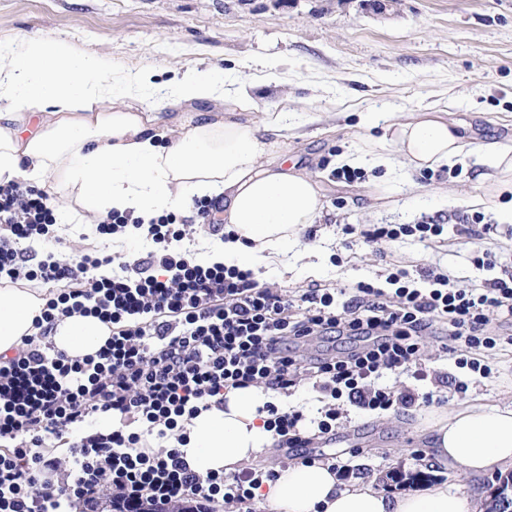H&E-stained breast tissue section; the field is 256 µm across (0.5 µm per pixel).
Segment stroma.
<instances>
[{"instance_id": "obj_1", "label": "stroma", "mask_w": 512, "mask_h": 512, "mask_svg": "<svg viewBox=\"0 0 512 512\" xmlns=\"http://www.w3.org/2000/svg\"><path fill=\"white\" fill-rule=\"evenodd\" d=\"M47 32L67 39L76 54L111 63L112 79L128 86L153 70L143 91L150 99L168 89L175 73L193 68L217 77L224 89L247 87L263 103L287 100L285 121L296 135L284 160L317 178L326 210L313 236H301L279 264L260 270V283L289 295L360 281L381 287L391 259L438 266L477 285L512 274V223L465 204L478 166H445L417 176L412 187L382 168L361 169L349 182L334 164L351 144L382 135V126L363 124L369 112L405 114L445 103L449 119L478 139L512 135V0H400L386 14L369 0H0V48ZM312 112L319 120L309 121ZM443 182L455 189L454 201L433 195ZM466 216L495 225L491 240L472 237ZM425 217L447 225L444 241L427 247L410 237L368 243L361 236L375 224ZM485 248L494 252L495 268L476 264ZM479 360L487 373L458 368L430 335L417 355L427 380L400 373L384 382L397 392L434 391L443 410L512 407V346L482 351ZM288 397L311 443L304 450L268 448L254 466L284 467L307 454L341 465L347 486L371 481L396 494L414 489L415 474L418 482L448 484L483 505L504 476L498 470L472 479L427 459L421 428L429 407L377 413L346 405L330 437L316 425L329 398L312 380Z\"/></svg>"}]
</instances>
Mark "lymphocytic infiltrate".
I'll return each mask as SVG.
<instances>
[{"label":"lymphocytic infiltrate","mask_w":512,"mask_h":512,"mask_svg":"<svg viewBox=\"0 0 512 512\" xmlns=\"http://www.w3.org/2000/svg\"><path fill=\"white\" fill-rule=\"evenodd\" d=\"M56 210L41 188L0 185V284L56 287L36 334L0 355V512H223L228 504L254 512L273 470L203 474L178 451L200 404L223 406L232 388L288 392L301 348L320 336L362 337L353 354L313 365L333 400L318 423L327 434L339 400L367 412L432 403V393L398 394L378 381L411 368L434 322L447 323L454 348L480 351L502 342L488 328L490 315L512 318V282L498 278L475 288L431 267L393 263L386 287L361 282L349 294L316 286L291 298L253 271L198 263L179 243L194 224L220 231L223 209L206 196L194 198L188 217L166 212L146 223L129 209L98 222L103 238L151 241L144 256L117 263L87 251L72 264L51 251L31 255V243L54 240ZM112 263L117 273L95 276ZM73 314L111 324L104 347L76 357L56 349L50 333ZM101 413L111 415V431H84ZM59 443L63 451L49 454Z\"/></svg>","instance_id":"f902f5d3"}]
</instances>
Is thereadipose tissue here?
Returning <instances> with one entry per match:
<instances>
[{
	"label": "adipose tissue",
	"instance_id": "1",
	"mask_svg": "<svg viewBox=\"0 0 512 512\" xmlns=\"http://www.w3.org/2000/svg\"><path fill=\"white\" fill-rule=\"evenodd\" d=\"M104 72L99 60L75 54L53 33L0 52V184L24 181L93 214L132 208L146 220L184 210L196 197L223 196L230 236L204 240L198 258L254 271L276 265L286 245L320 222L324 203L314 178L269 162L288 140L282 113L231 120L233 112L257 110V100L225 96L219 82L191 68L151 103L131 99ZM194 101L222 103L229 116L190 117L170 132L158 127V111ZM470 156L487 171L468 206L512 222V139L468 138L447 108L394 117L383 136L335 162L382 167L409 181ZM44 304L40 289H0V354L35 335ZM111 334V324L75 314L57 322L51 339L74 357L95 353ZM269 403L285 399L256 386L226 392L223 407L186 422L187 440L178 446L183 459L196 471L225 474L256 458L274 442L265 424ZM423 426L444 466L469 476L512 466V408L438 411ZM275 473L261 493L271 512H475L466 494L443 484L389 495L368 485L345 488L322 465L294 463Z\"/></svg>",
	"mask_w": 512,
	"mask_h": 512
}]
</instances>
